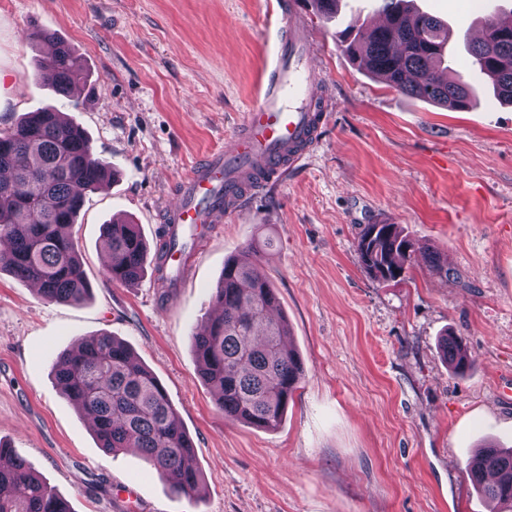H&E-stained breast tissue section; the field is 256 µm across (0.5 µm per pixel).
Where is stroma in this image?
<instances>
[{
	"mask_svg": "<svg viewBox=\"0 0 512 512\" xmlns=\"http://www.w3.org/2000/svg\"><path fill=\"white\" fill-rule=\"evenodd\" d=\"M452 34L451 69L476 104L449 110L385 86L336 41L372 26L381 0L307 9L317 82L334 105L306 164L197 243L178 287L154 269L108 282L101 227L139 224L160 239L174 187L224 148L272 45L264 0H0V132L52 107L82 129L115 176L87 192L72 235L90 294L49 302L0 271V439L74 512H491L467 465L512 446V106L471 64L465 33L512 0H414ZM53 31L87 84L63 97L36 74L29 43ZM400 225L418 245L403 279L380 283L357 253L361 225ZM258 248L303 379L279 427L225 418L198 374L191 334L211 310L226 259ZM448 260L449 276L430 266ZM107 332L165 386L205 484L172 495L132 448H101L52 365ZM474 365L455 374L439 340Z\"/></svg>",
	"mask_w": 512,
	"mask_h": 512,
	"instance_id": "obj_1",
	"label": "stroma"
}]
</instances>
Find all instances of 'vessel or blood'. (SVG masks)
I'll return each instance as SVG.
<instances>
[{
  "label": "vessel or blood",
  "instance_id": "1",
  "mask_svg": "<svg viewBox=\"0 0 512 512\" xmlns=\"http://www.w3.org/2000/svg\"><path fill=\"white\" fill-rule=\"evenodd\" d=\"M266 13L276 40L257 104L243 114L230 149L201 159L182 182L167 216L177 227L222 223L319 142L332 103L316 85L314 39L302 8L298 0H267Z\"/></svg>",
  "mask_w": 512,
  "mask_h": 512
}]
</instances>
